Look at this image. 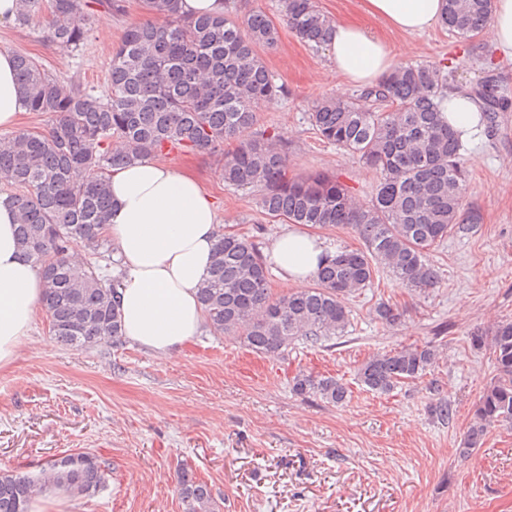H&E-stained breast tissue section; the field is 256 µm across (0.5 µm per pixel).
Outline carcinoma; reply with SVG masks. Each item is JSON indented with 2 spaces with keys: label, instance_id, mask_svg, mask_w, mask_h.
Wrapping results in <instances>:
<instances>
[{
  "label": "carcinoma",
  "instance_id": "cac0c4a2",
  "mask_svg": "<svg viewBox=\"0 0 512 512\" xmlns=\"http://www.w3.org/2000/svg\"><path fill=\"white\" fill-rule=\"evenodd\" d=\"M153 19L126 26L112 54L106 87L64 81L28 55L14 56L25 111L54 117L45 131L0 134L3 195L19 213V245L38 266L41 306L51 335L66 348L122 342L118 276L100 266H74V240L93 258L112 254L106 220L112 206V168L143 157L198 153L223 158L224 184L252 196L274 220L311 227H350L362 249L326 257L314 287L275 294L266 257L249 235L228 232L216 245L199 300L214 334L254 351L281 355L299 340L318 344L350 323L347 296L371 288L381 272L424 292L438 284L429 251L448 239L461 217L468 173L460 133L446 118V76L439 65H400L355 97L325 96L308 112L323 142L374 170L372 199L360 204L341 175L291 176L290 150L258 124L254 104L283 94L258 49L278 31L258 10L241 17H187L179 0H139ZM288 27L311 48L326 46L332 20L315 0H279ZM494 0H445L440 24L459 38L478 34L491 20ZM96 4L94 10L90 4ZM17 0L16 23L45 22L46 38L79 51L96 14L120 16L125 0ZM486 117L508 102L492 85L470 92ZM471 344L492 351L497 370L475 405L457 449L468 457L495 428H512V320L471 333ZM437 349L408 344L378 352L358 369V381L388 393L436 363ZM293 390L342 404L348 388L336 378L301 372ZM109 464L92 453L70 454L38 473H0V512H28L47 484L86 494L106 483ZM178 491L184 512H216L212 489L187 469Z\"/></svg>",
  "mask_w": 512,
  "mask_h": 512
}]
</instances>
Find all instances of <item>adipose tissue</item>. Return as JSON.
Returning <instances> with one entry per match:
<instances>
[{"label": "adipose tissue", "instance_id": "obj_1", "mask_svg": "<svg viewBox=\"0 0 512 512\" xmlns=\"http://www.w3.org/2000/svg\"><path fill=\"white\" fill-rule=\"evenodd\" d=\"M366 10L405 34L429 31L443 0H365ZM483 35L495 53L512 59V0H494ZM339 86L367 88L397 67L390 46L364 30L334 24L326 45ZM449 124L461 141L479 143V105L466 91H449ZM24 110L13 58L0 52V128H13ZM113 206L107 231L122 260L119 312L123 334L144 350L170 357L199 333L205 321L197 289L208 275L218 241L216 205L194 179L145 157L113 169ZM17 214L0 200V367L10 365L41 310L43 281L16 239ZM327 250L298 230L281 233L270 258L282 277L304 288Z\"/></svg>", "mask_w": 512, "mask_h": 512}]
</instances>
